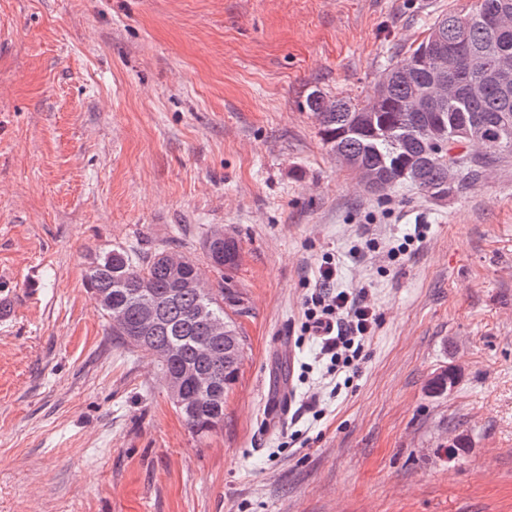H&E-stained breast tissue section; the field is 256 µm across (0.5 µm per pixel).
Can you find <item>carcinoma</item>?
Segmentation results:
<instances>
[{
    "instance_id": "obj_1",
    "label": "carcinoma",
    "mask_w": 512,
    "mask_h": 512,
    "mask_svg": "<svg viewBox=\"0 0 512 512\" xmlns=\"http://www.w3.org/2000/svg\"><path fill=\"white\" fill-rule=\"evenodd\" d=\"M502 0H478L468 31L470 48L481 58L472 68L462 57L448 66L451 82L439 80L441 60L427 49L436 33L448 44L456 37L459 16L446 14L428 26L425 38L406 64L391 67L373 95L363 104L331 99L316 91L307 97L321 139L364 186L384 194L397 184L410 183L434 195H446L459 182L488 168L490 156L454 154L457 131L478 124L475 138L492 148L512 150V83L504 89L498 72L512 73V8L499 10ZM484 84L477 97L465 85ZM441 139L433 138V131ZM454 163L448 175V163ZM211 267L222 274L240 262L238 240L223 234L217 251L205 250ZM162 250L116 246L94 255L85 272L86 287L110 318L112 335L123 344L154 357L164 381H178L171 394L174 406L189 431L205 438L224 425V395L240 372L243 339L224 307L239 303L230 284H215L203 277L189 257ZM157 304L156 320L146 325L141 299ZM224 322V332L214 333L211 322ZM221 355L218 385L202 388L190 372L207 371L205 352Z\"/></svg>"
}]
</instances>
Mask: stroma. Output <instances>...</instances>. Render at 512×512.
<instances>
[{"mask_svg": "<svg viewBox=\"0 0 512 512\" xmlns=\"http://www.w3.org/2000/svg\"><path fill=\"white\" fill-rule=\"evenodd\" d=\"M475 4L0 0V512H512V152L378 196L303 108L363 102ZM213 228L240 243L245 346L201 439L84 275L136 244L217 280ZM330 254L379 320L337 387L303 330Z\"/></svg>", "mask_w": 512, "mask_h": 512, "instance_id": "1", "label": "stroma"}]
</instances>
